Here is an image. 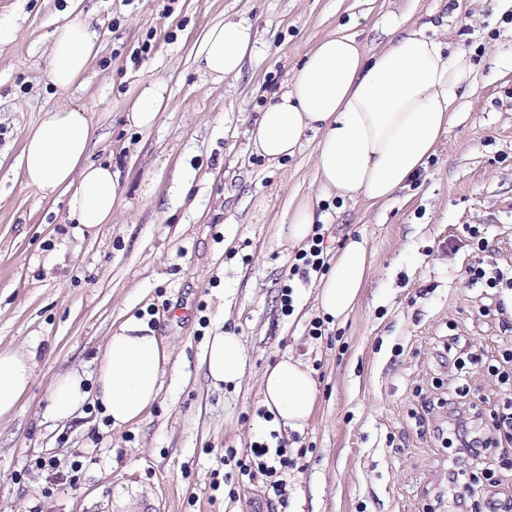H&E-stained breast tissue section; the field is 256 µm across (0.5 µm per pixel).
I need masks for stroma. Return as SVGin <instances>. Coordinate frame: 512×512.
<instances>
[{
  "label": "stroma",
  "mask_w": 512,
  "mask_h": 512,
  "mask_svg": "<svg viewBox=\"0 0 512 512\" xmlns=\"http://www.w3.org/2000/svg\"><path fill=\"white\" fill-rule=\"evenodd\" d=\"M403 14L470 51L475 84L391 202L334 201L324 258L358 239L370 269L353 311L326 323L320 276H288V205L319 191L314 145L277 167L249 138L320 40L345 27L370 53L388 39L385 19ZM79 16L100 50L63 91L47 79L51 34ZM227 18L258 38L241 75L214 83L196 48ZM0 23L12 31L0 40V350L34 355L29 391L0 421V512H453L448 410L423 407L450 396L489 441L466 475L469 512L512 501L494 420L512 387L490 370L512 347V288L467 282L478 262L512 278V0H0ZM147 78L166 80L171 102L139 131L123 112ZM63 104L90 121L92 160L121 171V202L94 233L70 224L65 197L20 176L28 131ZM133 315L171 351L154 406L123 428L91 399L57 421L54 381L76 373L92 386L106 337ZM218 328L241 336L246 373L216 389L201 358ZM456 337L479 357L463 371ZM287 354L318 391L293 431L260 395L263 372ZM258 442L285 445L294 462L282 474L287 507L265 502V475L239 468Z\"/></svg>",
  "instance_id": "obj_1"
}]
</instances>
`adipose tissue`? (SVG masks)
<instances>
[{
    "label": "adipose tissue",
    "mask_w": 512,
    "mask_h": 512,
    "mask_svg": "<svg viewBox=\"0 0 512 512\" xmlns=\"http://www.w3.org/2000/svg\"><path fill=\"white\" fill-rule=\"evenodd\" d=\"M386 25L389 39L369 55L348 34L319 41L261 112L251 133L255 151L274 165L293 156L304 138L315 142L320 192L316 200L289 208L288 240L293 245L304 243L315 225L326 223L322 202L361 196L383 203L418 176L456 118L459 91L474 81L469 54L446 50L429 35L428 25L394 16ZM98 40L89 23L69 20L58 26L51 35L49 82L61 90L78 83L99 51ZM255 44L251 25L219 22L199 40L196 62L213 80L234 78ZM170 99L164 79L141 81L127 104L128 126L152 128ZM92 137L83 112L64 105L27 133L20 160L27 185L48 195H67L68 218L82 233L111 223L122 196L119 170L91 161ZM368 270L364 242L351 241L336 253L317 295L323 315L333 320L347 316ZM170 358L156 330L144 319L129 317L107 338L93 391L84 390L76 374L63 375L52 386L50 410L57 418H69L92 395L113 427L136 422L157 400ZM203 366L213 385L239 383L246 367L240 336L215 331L207 339ZM32 378L30 356L0 350V418L16 412ZM261 388L264 404L282 425L298 429L312 418L317 388L301 360L283 358L267 368Z\"/></svg>",
    "instance_id": "obj_1"
}]
</instances>
